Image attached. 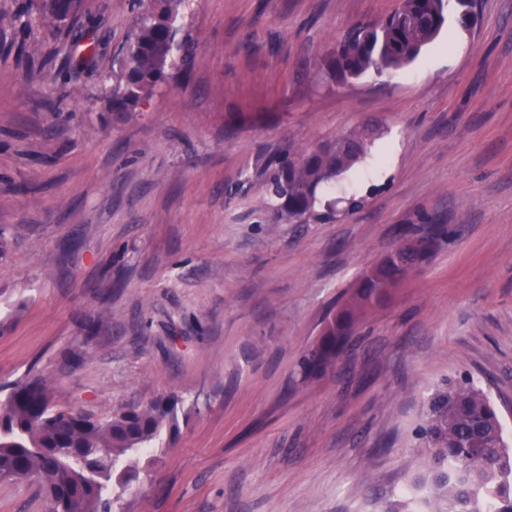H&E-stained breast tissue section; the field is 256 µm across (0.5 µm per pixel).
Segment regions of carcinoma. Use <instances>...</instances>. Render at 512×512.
Here are the masks:
<instances>
[{"label":"carcinoma","instance_id":"obj_1","mask_svg":"<svg viewBox=\"0 0 512 512\" xmlns=\"http://www.w3.org/2000/svg\"><path fill=\"white\" fill-rule=\"evenodd\" d=\"M185 0H134V27L122 48L119 72L100 80L109 111L124 115L151 97L176 69L187 71L194 46L182 34ZM83 0H16L0 11V54L26 56V39L37 28L58 40ZM445 0H400L381 23L355 27L329 53L325 66L338 83L370 71L400 69L419 56L446 24ZM383 134L368 120L319 148L288 149L262 170L264 205L279 220L309 224L331 218L338 201L323 193L368 155ZM448 238L433 224L418 245L393 251L366 270L348 299L332 311L300 368L316 376L336 357L366 310L380 306L407 273ZM178 428V400L160 396L124 406L101 419L58 407L38 379L13 385L0 399V478L36 480L46 512H113L125 487L139 477L141 458L164 431ZM418 436L424 472L412 479L419 499L401 500L384 512H512V447L499 410L487 392L467 380H449L429 401Z\"/></svg>","mask_w":512,"mask_h":512}]
</instances>
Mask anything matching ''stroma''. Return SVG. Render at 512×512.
<instances>
[{"instance_id":"35a3bbf8","label":"stroma","mask_w":512,"mask_h":512,"mask_svg":"<svg viewBox=\"0 0 512 512\" xmlns=\"http://www.w3.org/2000/svg\"><path fill=\"white\" fill-rule=\"evenodd\" d=\"M398 3L189 0L188 75L126 117L98 86L132 0H85L66 41L32 35L66 84L0 57V386L37 376L96 418L183 402L122 512H383L455 376L512 432V0H478L471 28L452 20L402 70L326 80L336 41ZM368 120L384 135L330 189L362 209L287 224L265 208L269 156ZM432 224L456 234L303 379L340 295L397 228ZM44 510L35 481H0V512Z\"/></svg>"}]
</instances>
